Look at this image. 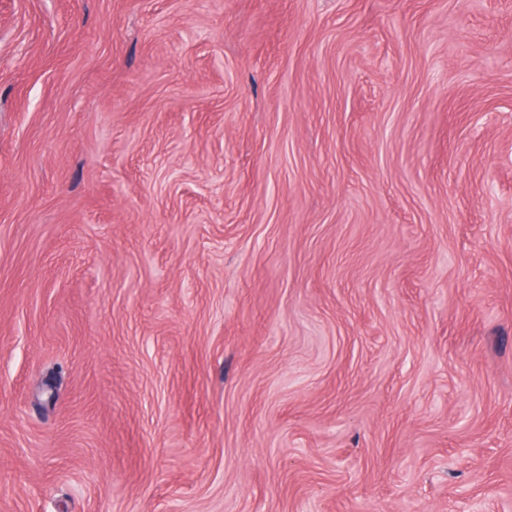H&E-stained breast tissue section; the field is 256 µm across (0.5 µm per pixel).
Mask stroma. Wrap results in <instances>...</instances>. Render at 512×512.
Segmentation results:
<instances>
[{
  "mask_svg": "<svg viewBox=\"0 0 512 512\" xmlns=\"http://www.w3.org/2000/svg\"><path fill=\"white\" fill-rule=\"evenodd\" d=\"M0 512H512V0H0Z\"/></svg>",
  "mask_w": 512,
  "mask_h": 512,
  "instance_id": "35a3bbf8",
  "label": "stroma"
}]
</instances>
